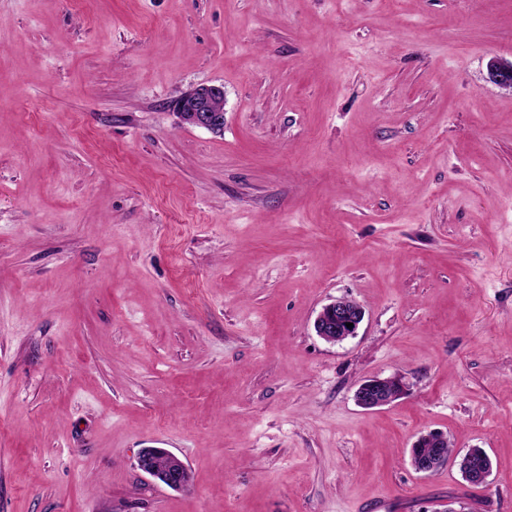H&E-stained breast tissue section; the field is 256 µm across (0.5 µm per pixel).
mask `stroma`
Segmentation results:
<instances>
[{
    "label": "stroma",
    "mask_w": 512,
    "mask_h": 512,
    "mask_svg": "<svg viewBox=\"0 0 512 512\" xmlns=\"http://www.w3.org/2000/svg\"><path fill=\"white\" fill-rule=\"evenodd\" d=\"M494 58L512 0H0V512H512ZM374 376L406 391L366 411ZM183 106L181 98L177 102V114L181 124L213 132L224 128V89L213 84H201L185 92ZM213 112H218L213 114ZM221 129V130H222ZM220 132V131H218ZM364 319V311L354 302L337 300L325 305L314 320V331L327 342H341L355 336ZM346 323H353L347 327ZM424 439L430 442L432 448H430L431 445L428 442H422L419 445L412 448L411 463L413 465V463H418L422 461L415 465L416 470L422 473H430L435 470L437 463L444 459V456L441 455L440 453H437L435 454L434 457L429 458L433 452V448H442L445 457L449 459L452 453L451 443L448 440V442L446 443V448H444L443 445L447 438L438 432H432L421 437L417 443ZM160 455L164 456L167 461L163 457H158ZM156 457L158 458L156 459ZM155 463L162 469L157 468ZM136 466L153 482L162 484L169 489L184 490L190 485V473L185 463L165 448H142L138 453ZM459 465L465 481L475 485L474 482L482 474L491 470L492 462L484 449L472 448L462 457Z\"/></svg>",
    "instance_id": "1"
}]
</instances>
